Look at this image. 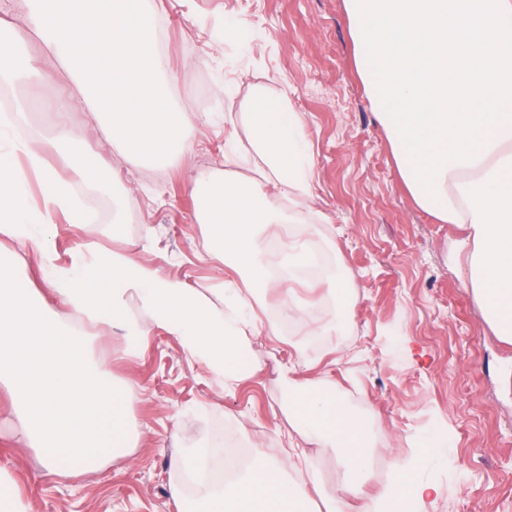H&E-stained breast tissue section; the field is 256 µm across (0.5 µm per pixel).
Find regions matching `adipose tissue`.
I'll use <instances>...</instances> for the list:
<instances>
[{"instance_id":"obj_1","label":"adipose tissue","mask_w":512,"mask_h":512,"mask_svg":"<svg viewBox=\"0 0 512 512\" xmlns=\"http://www.w3.org/2000/svg\"><path fill=\"white\" fill-rule=\"evenodd\" d=\"M156 22L147 0H29L25 17L0 14V85L27 82L11 112L0 115V393L25 447L58 479L99 470L138 444L128 417L134 394L111 368L90 364L84 326L121 330L123 358L138 354L151 330H162L227 387L255 374L244 361L253 336L278 333L275 324L260 325L258 310L276 305L309 335L326 333L317 320L326 295L318 292L320 280L306 275L312 245L280 242L276 278L265 258L282 225L313 234L326 220L314 205L306 122L284 88L225 87V100L240 101L243 112L223 118L224 165L198 171L189 182L194 219L206 228L202 256L231 267L236 279L201 289L165 276L135 251H104L91 242L78 245L68 265L55 263L56 217L85 223L74 189L105 188L110 166L66 128L49 140L23 132L45 74L33 66L22 31L35 30L51 67L65 72L61 106L89 112L101 141L127 160L163 165L193 148L200 117L170 105L176 81L160 69ZM496 134L497 147L477 166L447 171L443 197L426 213L461 230L458 274L495 336L512 345V129L500 126ZM50 150L63 157L64 168L47 162ZM90 171L95 179H87ZM34 178L42 190L37 208L29 202ZM20 251L38 260L39 280L19 269ZM296 282L307 283L311 300L294 301ZM51 297L65 308V319L48 305ZM132 303L138 315L129 314ZM281 405L303 439L333 451L344 474L335 494H325L314 462L302 453L293 470L259 456L245 476L217 483L207 476L205 449L180 448L170 461L173 501H188L189 482L194 512H295L316 496L327 512H379V501L362 495L374 438L364 416L321 373L287 376ZM416 466L397 461V480L383 491L401 512H421L433 492L415 478Z\"/></svg>"}]
</instances>
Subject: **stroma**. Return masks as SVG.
I'll return each mask as SVG.
<instances>
[{"label":"stroma","instance_id":"obj_1","mask_svg":"<svg viewBox=\"0 0 512 512\" xmlns=\"http://www.w3.org/2000/svg\"><path fill=\"white\" fill-rule=\"evenodd\" d=\"M164 27L162 69L177 77L175 102L198 114L225 109L224 82L241 85L275 77L312 144L320 225L314 245L327 251L325 279L352 278L358 302L349 326L334 336L309 338L302 325L278 337L253 340L255 375L225 389L188 358L174 337L156 329L140 356L116 362L119 330L88 328L89 356L109 363L137 393L130 421L137 448L104 468L67 480L48 477L32 449L16 444L0 416V463L9 464L31 512H178L169 494L175 447L216 448L219 432L238 431L267 458L288 459L291 430L281 407L283 371L304 349L328 371L356 411L377 420L373 462L382 475L364 486L378 494L396 460L418 455L419 474L436 484L426 512H512V346L485 324L459 278L456 225L438 224L400 186L389 144L376 124L353 66L343 0H150ZM241 25V37L223 41ZM65 82L44 85L31 132L52 138L67 127L93 142L92 120L81 109L60 112ZM193 154L165 169L128 163L111 150L120 183L94 194V230L58 218L54 258L68 264L87 241L139 251L166 275L217 285L232 270L200 257L203 230L193 221L188 193L193 172L224 164V132L199 125ZM126 212L112 230V196ZM344 358H337V348Z\"/></svg>","mask_w":512,"mask_h":512}]
</instances>
